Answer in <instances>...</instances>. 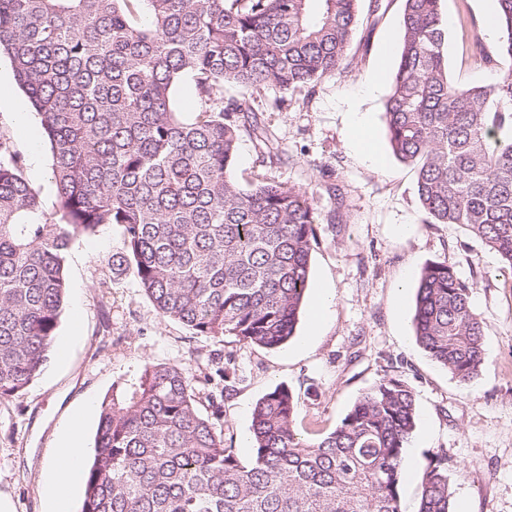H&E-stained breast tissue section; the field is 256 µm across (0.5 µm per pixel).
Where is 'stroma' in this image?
Here are the masks:
<instances>
[{"mask_svg": "<svg viewBox=\"0 0 512 512\" xmlns=\"http://www.w3.org/2000/svg\"><path fill=\"white\" fill-rule=\"evenodd\" d=\"M496 0H443L448 20V71L463 86L497 82L502 70L480 62L496 53L499 33L486 18ZM402 0H361L350 66L325 76L314 89L265 87L254 108L280 155L260 162L242 137L234 174L248 186L272 178L313 191L320 222L311 276L295 336L281 349L207 339L159 317L132 276L112 285L102 304L96 280L122 240L113 227L74 241L68 253V289L58 342L69 348L64 365L48 362L24 395L0 401V498L10 512H43L40 468L57 434L84 403L94 409L83 429L92 456L97 411L114 385L133 381L145 362L189 372L204 414L218 398L216 431L249 459L251 414L259 398L285 385L298 397V431L311 439L332 431L355 399L384 376L412 388L417 426L405 450L401 512H418L423 470L439 449L448 453L455 512H512V268L456 224H431L421 208L416 174L392 154L384 106L396 69ZM365 119L381 158L373 164L351 143ZM0 130L21 154L24 172L52 211V157L36 113L19 124L10 102L0 103ZM447 262L470 285L473 310L484 322L485 365L476 383L463 384L417 343L412 321L422 269ZM334 298L321 332L309 339L318 289ZM229 379L221 381L218 372ZM231 384L222 394L223 384Z\"/></svg>", "mask_w": 512, "mask_h": 512, "instance_id": "obj_1", "label": "stroma"}]
</instances>
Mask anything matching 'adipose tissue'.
Segmentation results:
<instances>
[{"instance_id": "obj_1", "label": "adipose tissue", "mask_w": 512, "mask_h": 512, "mask_svg": "<svg viewBox=\"0 0 512 512\" xmlns=\"http://www.w3.org/2000/svg\"><path fill=\"white\" fill-rule=\"evenodd\" d=\"M81 436L78 418H71L58 433L56 444L48 453V460L41 470L42 484L47 492L46 512H69V493L81 482Z\"/></svg>"}]
</instances>
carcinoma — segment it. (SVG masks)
I'll list each match as a JSON object with an SVG mask.
<instances>
[{
	"mask_svg": "<svg viewBox=\"0 0 512 512\" xmlns=\"http://www.w3.org/2000/svg\"><path fill=\"white\" fill-rule=\"evenodd\" d=\"M360 0H0V50L47 137L56 210L44 211L0 131V399L22 395L55 343L73 241L120 230L112 277L130 274L158 315L195 336L275 349L294 336L319 217L314 196L232 174L239 141L277 148L251 105L269 84L309 89L345 68ZM385 104L394 156L413 165L430 224H457L512 269V0H497V82L448 73L441 0H402ZM191 78L200 109L173 95ZM243 91L224 100V84ZM417 342L458 381L485 362L484 321L445 262L421 273ZM299 402L255 404L252 457L224 446L188 372L148 362L101 405L81 512H401L412 388L385 376L336 427L298 437ZM448 456L433 455L418 512H453Z\"/></svg>",
	"mask_w": 512,
	"mask_h": 512,
	"instance_id": "obj_1",
	"label": "carcinoma"
}]
</instances>
